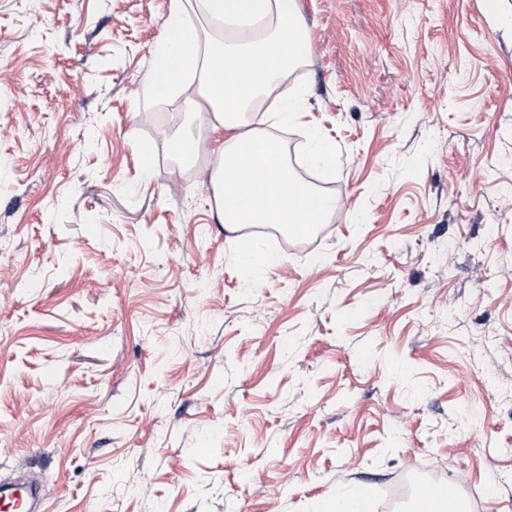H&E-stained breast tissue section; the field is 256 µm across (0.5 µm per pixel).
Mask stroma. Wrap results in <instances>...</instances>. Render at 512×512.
I'll use <instances>...</instances> for the list:
<instances>
[{
  "label": "stroma",
  "instance_id": "obj_1",
  "mask_svg": "<svg viewBox=\"0 0 512 512\" xmlns=\"http://www.w3.org/2000/svg\"><path fill=\"white\" fill-rule=\"evenodd\" d=\"M170 4L0 0V481L46 512H415L419 481L512 512V0H297L285 146L334 144L306 174L336 208L284 248L224 228L223 129L155 93Z\"/></svg>",
  "mask_w": 512,
  "mask_h": 512
}]
</instances>
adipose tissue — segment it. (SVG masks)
<instances>
[{
    "mask_svg": "<svg viewBox=\"0 0 512 512\" xmlns=\"http://www.w3.org/2000/svg\"><path fill=\"white\" fill-rule=\"evenodd\" d=\"M165 25L170 36L155 55V92L167 97L196 86L187 108L210 112L223 127L214 173L223 223L290 230L324 223L334 198L295 177L282 143L247 118L272 96L276 120H293L303 109L281 89L308 55L296 0H172Z\"/></svg>",
    "mask_w": 512,
    "mask_h": 512,
    "instance_id": "obj_1",
    "label": "adipose tissue"
}]
</instances>
